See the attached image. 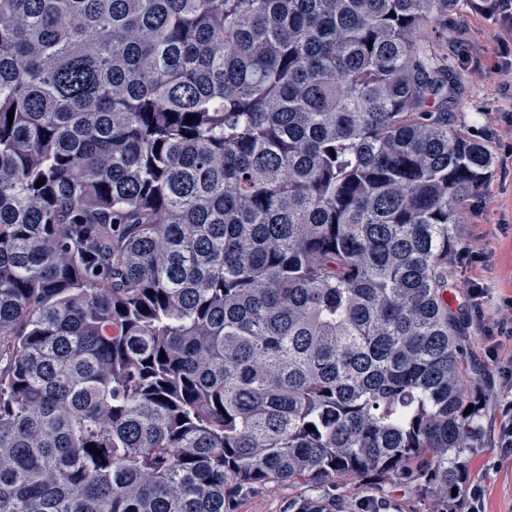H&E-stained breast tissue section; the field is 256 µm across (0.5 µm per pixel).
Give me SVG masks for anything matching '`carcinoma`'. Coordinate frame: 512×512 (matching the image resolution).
Wrapping results in <instances>:
<instances>
[{
	"instance_id": "obj_1",
	"label": "carcinoma",
	"mask_w": 512,
	"mask_h": 512,
	"mask_svg": "<svg viewBox=\"0 0 512 512\" xmlns=\"http://www.w3.org/2000/svg\"><path fill=\"white\" fill-rule=\"evenodd\" d=\"M455 2L0 0V512L370 474L451 512L448 249L492 168Z\"/></svg>"
}]
</instances>
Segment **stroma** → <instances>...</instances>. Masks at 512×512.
Listing matches in <instances>:
<instances>
[{
  "instance_id": "35a3bbf8",
  "label": "stroma",
  "mask_w": 512,
  "mask_h": 512,
  "mask_svg": "<svg viewBox=\"0 0 512 512\" xmlns=\"http://www.w3.org/2000/svg\"><path fill=\"white\" fill-rule=\"evenodd\" d=\"M498 23L476 13L473 0H457L452 12L436 24L448 45V67L460 86L448 106L454 128L487 145L494 156L490 178L467 202L457 240L448 252V307L462 326L460 359L472 393L480 402V443L463 459L470 478L486 486L484 512H506L512 504V466L494 469L498 444L501 379L486 354L487 342L469 319L470 281L481 283L484 321L493 324L506 299L512 298V138L501 135L503 112L512 108V93L497 87L490 66L496 59ZM324 512H361L362 503L382 512H434L433 501L421 499L404 484L366 476L361 481L301 482L294 486L243 485L234 489L227 512H305L308 503Z\"/></svg>"
}]
</instances>
